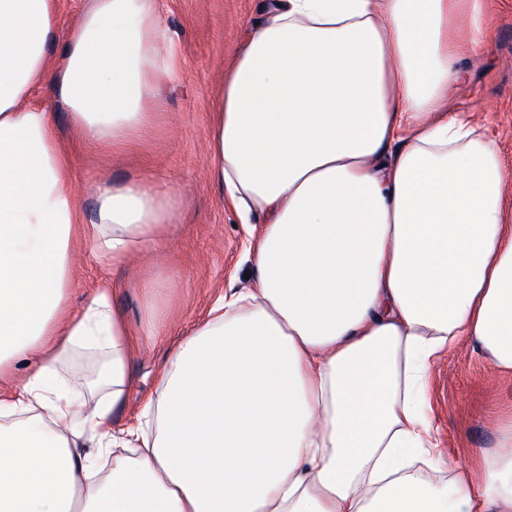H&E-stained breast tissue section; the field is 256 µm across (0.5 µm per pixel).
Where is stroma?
I'll use <instances>...</instances> for the list:
<instances>
[{"instance_id": "obj_1", "label": "stroma", "mask_w": 512, "mask_h": 512, "mask_svg": "<svg viewBox=\"0 0 512 512\" xmlns=\"http://www.w3.org/2000/svg\"><path fill=\"white\" fill-rule=\"evenodd\" d=\"M259 2L156 0L174 44L177 79L160 88L145 133L114 144L87 143L76 152L72 186L84 223L96 219L93 187L104 176L115 183L152 179L177 210V230L137 270L101 260L88 244L73 256L72 306L109 284L142 335L143 353L129 369L125 420L142 399L157 394L156 375L171 345L195 329L224 291L248 285L249 227L210 179L208 139L224 68L259 21ZM488 9L490 41L469 58L472 79L450 105L479 121L492 116L487 133L512 166V0H489ZM424 401L438 446L480 476L477 449L497 450L512 427V371L497 370L472 343L459 341L435 360Z\"/></svg>"}]
</instances>
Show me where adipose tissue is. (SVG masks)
<instances>
[{
    "label": "adipose tissue",
    "instance_id": "1",
    "mask_svg": "<svg viewBox=\"0 0 512 512\" xmlns=\"http://www.w3.org/2000/svg\"><path fill=\"white\" fill-rule=\"evenodd\" d=\"M487 4L262 0L208 144L225 203L261 222L251 284L118 427L140 343L109 286L71 309V256L87 241L132 264L175 211L150 180H102L83 223L73 153L147 127L173 43L154 0H89L54 67L56 0H0V512H512V436L473 480L422 400L459 338L512 370V167L443 108L489 41ZM46 84L69 140L32 103ZM91 348L96 377L59 386ZM417 459L450 485L407 475Z\"/></svg>",
    "mask_w": 512,
    "mask_h": 512
}]
</instances>
